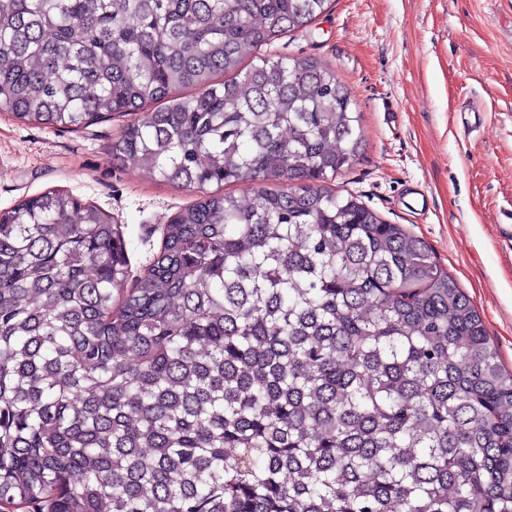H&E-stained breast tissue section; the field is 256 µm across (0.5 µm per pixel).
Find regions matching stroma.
Instances as JSON below:
<instances>
[{
	"mask_svg": "<svg viewBox=\"0 0 512 512\" xmlns=\"http://www.w3.org/2000/svg\"><path fill=\"white\" fill-rule=\"evenodd\" d=\"M270 53L329 64L359 112L365 143L335 189L362 198L432 249L479 312L512 370V0H333ZM484 126L464 134L461 115ZM131 114L57 131L0 111V210L62 189L110 213L132 274L196 190L121 166L112 144Z\"/></svg>",
	"mask_w": 512,
	"mask_h": 512,
	"instance_id": "obj_1",
	"label": "stroma"
}]
</instances>
